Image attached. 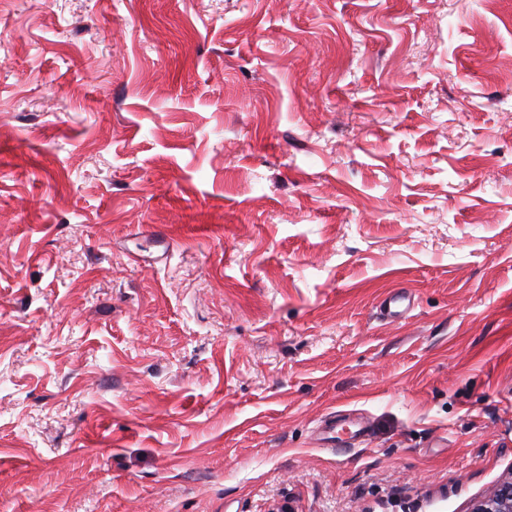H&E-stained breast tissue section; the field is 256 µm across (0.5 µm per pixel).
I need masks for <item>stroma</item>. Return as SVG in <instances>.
I'll return each mask as SVG.
<instances>
[{"label":"stroma","mask_w":512,"mask_h":512,"mask_svg":"<svg viewBox=\"0 0 512 512\" xmlns=\"http://www.w3.org/2000/svg\"><path fill=\"white\" fill-rule=\"evenodd\" d=\"M511 470L512 0H0V512ZM408 302L403 308L405 302ZM410 297L404 292H396L387 295L379 304L380 314L386 319L397 318L410 305ZM351 426L354 429L348 428L347 432L343 428L337 431L336 422H325L321 425L320 429L322 432H327L328 430L329 433H335L336 441L341 444L355 445L364 441L368 435V423L364 420H359L351 423ZM350 441H353V443H350Z\"/></svg>","instance_id":"obj_1"}]
</instances>
